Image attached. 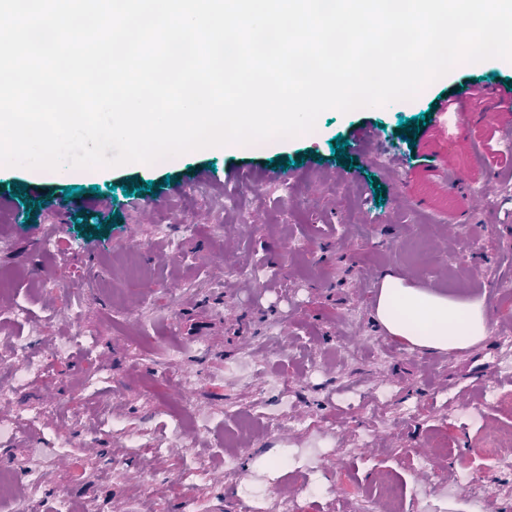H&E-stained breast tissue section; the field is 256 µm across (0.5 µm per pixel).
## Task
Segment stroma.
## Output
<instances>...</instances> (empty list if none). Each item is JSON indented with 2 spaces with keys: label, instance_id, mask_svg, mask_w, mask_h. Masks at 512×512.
Instances as JSON below:
<instances>
[{
  "label": "stroma",
  "instance_id": "stroma-1",
  "mask_svg": "<svg viewBox=\"0 0 512 512\" xmlns=\"http://www.w3.org/2000/svg\"><path fill=\"white\" fill-rule=\"evenodd\" d=\"M493 73L512 81V61L165 164L0 165V473L37 512L63 497L70 512H512V470L486 469L492 452L512 462V144L495 140L487 177L468 140L494 126L432 112ZM427 111L434 133L409 155L399 122ZM361 125L376 139L343 167L330 143ZM450 141L476 200L462 215L441 209ZM149 181L105 225L98 196ZM386 272L483 299L486 340L428 352L388 335Z\"/></svg>",
  "mask_w": 512,
  "mask_h": 512
}]
</instances>
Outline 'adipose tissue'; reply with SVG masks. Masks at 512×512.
Returning a JSON list of instances; mask_svg holds the SVG:
<instances>
[{
	"instance_id": "ef3b65f1",
	"label": "adipose tissue",
	"mask_w": 512,
	"mask_h": 512,
	"mask_svg": "<svg viewBox=\"0 0 512 512\" xmlns=\"http://www.w3.org/2000/svg\"><path fill=\"white\" fill-rule=\"evenodd\" d=\"M376 318L390 336L426 351L465 349L484 341L489 333L481 301L411 287L391 273L381 278Z\"/></svg>"
}]
</instances>
